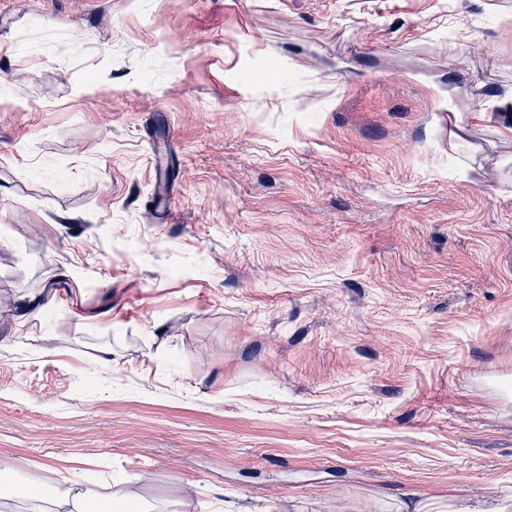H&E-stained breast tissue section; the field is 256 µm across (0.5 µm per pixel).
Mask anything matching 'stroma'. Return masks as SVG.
<instances>
[{
	"instance_id": "obj_1",
	"label": "stroma",
	"mask_w": 512,
	"mask_h": 512,
	"mask_svg": "<svg viewBox=\"0 0 512 512\" xmlns=\"http://www.w3.org/2000/svg\"><path fill=\"white\" fill-rule=\"evenodd\" d=\"M511 123L512 0L0 5V512H512ZM33 486V485H31ZM36 490L39 501L48 503L52 508L37 509V512L54 511V512H82L81 501L78 496H64L55 486L41 485L36 483L33 486Z\"/></svg>"
}]
</instances>
